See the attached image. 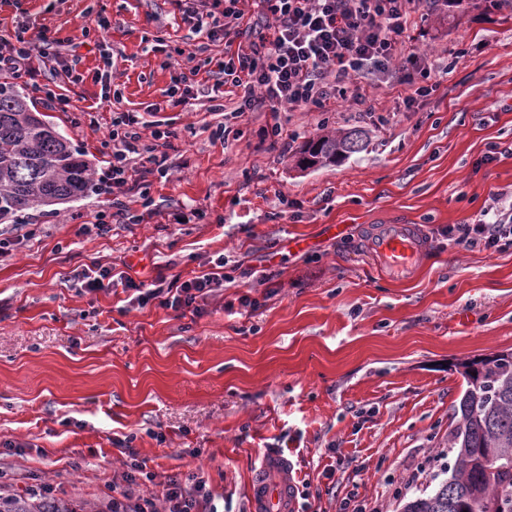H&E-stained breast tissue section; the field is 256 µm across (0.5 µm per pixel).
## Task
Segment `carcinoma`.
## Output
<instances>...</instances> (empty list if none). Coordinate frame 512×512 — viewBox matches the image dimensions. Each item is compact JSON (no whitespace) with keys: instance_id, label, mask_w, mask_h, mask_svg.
Returning a JSON list of instances; mask_svg holds the SVG:
<instances>
[{"instance_id":"cac0c4a2","label":"carcinoma","mask_w":512,"mask_h":512,"mask_svg":"<svg viewBox=\"0 0 512 512\" xmlns=\"http://www.w3.org/2000/svg\"><path fill=\"white\" fill-rule=\"evenodd\" d=\"M34 101L0 82V223L18 224L26 211L81 199L93 191L88 165L71 142L32 110ZM366 146L365 132L324 134L305 142L318 166L350 157ZM457 366L465 389L460 418L448 436L454 463L430 493L405 503L402 512H512V350ZM0 512H86V506L50 495H0Z\"/></svg>"}]
</instances>
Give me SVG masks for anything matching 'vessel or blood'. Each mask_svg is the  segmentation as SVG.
Segmentation results:
<instances>
[{
    "label": "vessel or blood",
    "mask_w": 512,
    "mask_h": 512,
    "mask_svg": "<svg viewBox=\"0 0 512 512\" xmlns=\"http://www.w3.org/2000/svg\"><path fill=\"white\" fill-rule=\"evenodd\" d=\"M377 263L391 275L403 278L415 270L427 244L415 224H383L368 242ZM252 512H296L297 491L286 459L265 456L250 487Z\"/></svg>",
    "instance_id": "obj_1"
}]
</instances>
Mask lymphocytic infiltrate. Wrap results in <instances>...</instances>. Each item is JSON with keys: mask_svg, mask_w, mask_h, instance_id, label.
Wrapping results in <instances>:
<instances>
[{"mask_svg": "<svg viewBox=\"0 0 512 512\" xmlns=\"http://www.w3.org/2000/svg\"><path fill=\"white\" fill-rule=\"evenodd\" d=\"M190 10L193 29L208 38L223 37L224 59L218 73L224 93L236 97L237 113L274 114L267 125L269 146L287 152L290 134L276 116L281 108L328 111L346 98L357 79H397L403 102L413 107L431 92L429 67L408 46L404 35L428 10L426 0H198ZM61 40L47 30L16 26L0 35V73L27 79L44 100L60 112L73 111L66 85L73 70L63 62ZM143 121L132 112L113 113L106 145L107 177L113 186L138 182L150 171L166 173L167 151L178 133L142 136ZM464 248L500 249L512 239V191L490 193L488 204L469 221L449 227ZM86 290L117 287L135 291L139 305L155 304L190 317L201 316L200 302L223 284L224 262L187 280L145 283L124 272L98 265L81 274ZM140 462H132L121 482L112 483L101 512H220L219 496L194 471L169 476L150 496L136 494L139 481L151 480Z\"/></svg>", "mask_w": 512, "mask_h": 512, "instance_id": "1", "label": "lymphocytic infiltrate"}]
</instances>
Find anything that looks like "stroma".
<instances>
[{
    "instance_id": "obj_1",
    "label": "stroma",
    "mask_w": 512,
    "mask_h": 512,
    "mask_svg": "<svg viewBox=\"0 0 512 512\" xmlns=\"http://www.w3.org/2000/svg\"><path fill=\"white\" fill-rule=\"evenodd\" d=\"M184 0H0V30L48 28L73 54L69 94L98 105L99 129L37 101L90 164L95 190L0 224V470L12 492L38 480L100 504L126 471L133 436L156 481L200 470L228 512H250L264 453L292 464L298 512H338L347 497L400 512L448 478V433L465 387L456 362L512 349V247L463 248L448 226L512 189V11L431 12L411 30L438 86L406 107L397 82L365 79L363 101L282 112L295 144L365 129L366 148L301 171L263 145L265 112L225 109L200 73L189 104H164L172 70L155 37L223 60L196 35ZM111 22L108 32L94 19ZM112 60L124 110L160 104L177 129L167 175L147 181L155 211L85 233L113 199L101 189L111 122L96 73ZM496 161L484 163L491 147ZM421 225L415 276H386L366 240L379 224ZM344 236H337L336 225ZM304 240V249L294 240ZM239 270L201 317L140 306L134 292H87L73 278L99 263L135 280L188 279L216 259ZM259 307L239 304L241 296ZM348 465L340 469L337 458Z\"/></svg>"
}]
</instances>
